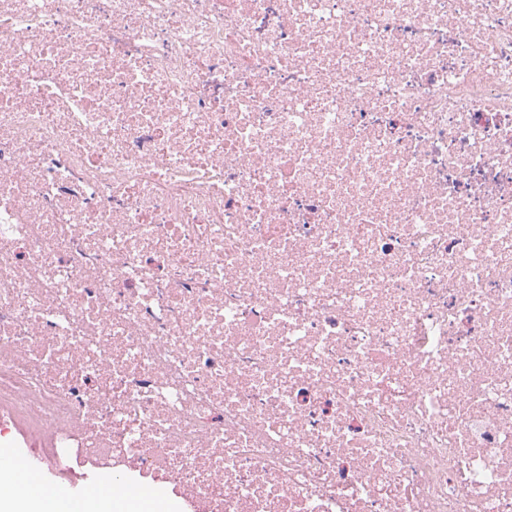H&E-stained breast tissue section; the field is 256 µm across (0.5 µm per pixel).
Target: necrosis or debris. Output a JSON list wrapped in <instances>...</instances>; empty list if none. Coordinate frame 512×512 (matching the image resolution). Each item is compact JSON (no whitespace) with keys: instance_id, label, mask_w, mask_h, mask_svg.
Segmentation results:
<instances>
[{"instance_id":"obj_1","label":"necrosis or debris","mask_w":512,"mask_h":512,"mask_svg":"<svg viewBox=\"0 0 512 512\" xmlns=\"http://www.w3.org/2000/svg\"><path fill=\"white\" fill-rule=\"evenodd\" d=\"M0 424L197 512H512V0H0Z\"/></svg>"}]
</instances>
